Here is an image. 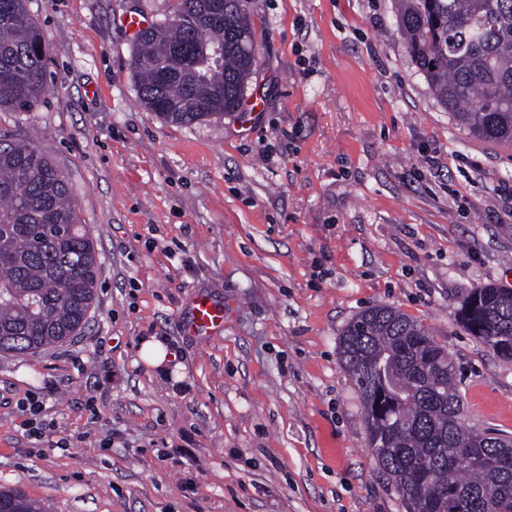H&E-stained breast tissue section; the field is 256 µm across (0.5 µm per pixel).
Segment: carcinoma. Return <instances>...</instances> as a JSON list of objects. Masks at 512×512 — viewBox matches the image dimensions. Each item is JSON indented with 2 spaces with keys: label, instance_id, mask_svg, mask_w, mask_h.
Here are the masks:
<instances>
[{
  "label": "carcinoma",
  "instance_id": "cac0c4a2",
  "mask_svg": "<svg viewBox=\"0 0 512 512\" xmlns=\"http://www.w3.org/2000/svg\"><path fill=\"white\" fill-rule=\"evenodd\" d=\"M27 0H0V111L46 92V46ZM398 28L438 101L469 134L512 145V0H399ZM245 0H179L143 31L137 97L191 124L241 109L255 73ZM98 252L59 168L29 143H0V351L26 355L76 335L94 304ZM466 331L512 361V289L476 288ZM340 360L360 392L369 451L407 512H512V440L462 423L456 368L429 331L385 305L351 320ZM8 512L44 503L0 489Z\"/></svg>",
  "mask_w": 512,
  "mask_h": 512
}]
</instances>
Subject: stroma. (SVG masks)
<instances>
[{
	"mask_svg": "<svg viewBox=\"0 0 512 512\" xmlns=\"http://www.w3.org/2000/svg\"><path fill=\"white\" fill-rule=\"evenodd\" d=\"M175 5L28 0L47 91L1 111L0 138L61 170L101 266L76 336L0 351V488L51 512H405L339 336L374 306L407 314L453 358L466 427L512 436V362L455 317L472 289H512V146L438 101L396 0H246L242 111L167 122L116 19ZM199 293L224 306L210 338L185 328ZM152 336L179 359L140 360Z\"/></svg>",
	"mask_w": 512,
	"mask_h": 512,
	"instance_id": "35a3bbf8",
	"label": "stroma"
}]
</instances>
